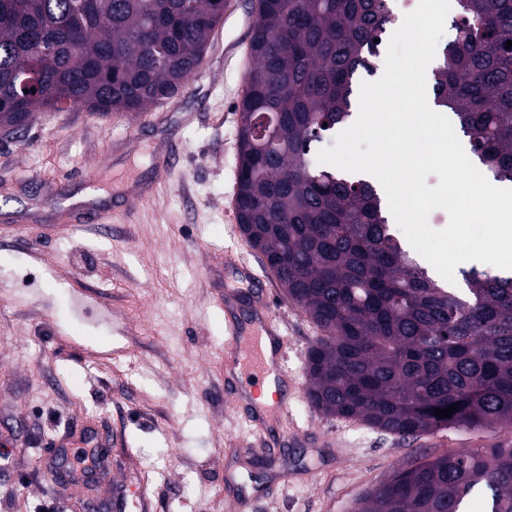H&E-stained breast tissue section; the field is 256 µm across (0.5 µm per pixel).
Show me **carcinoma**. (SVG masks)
Instances as JSON below:
<instances>
[{
	"mask_svg": "<svg viewBox=\"0 0 512 512\" xmlns=\"http://www.w3.org/2000/svg\"><path fill=\"white\" fill-rule=\"evenodd\" d=\"M434 73L492 182L512 183V0H456ZM225 0H0V128L63 106L140 115L203 61ZM240 103L236 218L286 295L322 331L307 396L387 434L512 425V275L431 277L394 235L376 187L319 164L312 145L353 114L389 0H257ZM450 417L434 409L451 404ZM512 512V448L413 462L352 512Z\"/></svg>",
	"mask_w": 512,
	"mask_h": 512,
	"instance_id": "cac0c4a2",
	"label": "carcinoma"
}]
</instances>
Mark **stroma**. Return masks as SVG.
<instances>
[{
    "label": "stroma",
    "mask_w": 512,
    "mask_h": 512,
    "mask_svg": "<svg viewBox=\"0 0 512 512\" xmlns=\"http://www.w3.org/2000/svg\"><path fill=\"white\" fill-rule=\"evenodd\" d=\"M206 52L208 70L146 115L43 111L0 129V512H351L410 462L512 443V427L451 429L415 442L328 417L308 402L307 354L320 334L241 234L235 213L238 103L256 0H236ZM179 166L158 184L165 145ZM95 168L97 181L84 172ZM155 187L129 208L130 185ZM129 210L110 232L59 221L68 201ZM287 336V410L264 434L252 402L225 393L237 352L217 304L249 322L255 283ZM102 438L107 479L57 474L61 447Z\"/></svg>",
    "instance_id": "stroma-1"
}]
</instances>
